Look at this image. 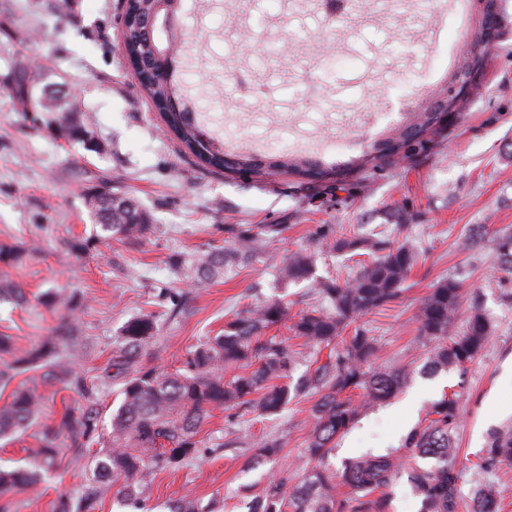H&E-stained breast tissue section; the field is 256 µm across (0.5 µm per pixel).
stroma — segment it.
Returning <instances> with one entry per match:
<instances>
[{"instance_id":"35a3bbf8","label":"stroma","mask_w":512,"mask_h":512,"mask_svg":"<svg viewBox=\"0 0 512 512\" xmlns=\"http://www.w3.org/2000/svg\"><path fill=\"white\" fill-rule=\"evenodd\" d=\"M124 0H0V85L19 55L58 64L49 80L67 88L79 114L91 115L86 143H68L48 128L52 113L31 122L0 88V245L21 251L0 277L19 284L27 304L0 306V333L19 348L39 344L61 321L79 338L75 371L86 389L44 388L35 423L0 442V460L13 463L38 447L42 424L64 409L94 408L99 433H107L121 400L123 381H100L124 324L153 313L158 337L145 364L176 368L187 352L219 332L243 308L281 300L289 317L321 306L314 284L353 279L362 259L330 251L324 236L348 235L367 225L379 239L416 253L401 298L360 319L378 342L379 367L414 368L406 390L360 415L339 437L329 457L333 471L368 450L400 448L411 425L444 392L462 393L459 466L463 494L483 479L498 483L501 512H512V465L484 472L478 455L491 433L512 429V272L497 263V244L512 237V0H499L507 30L490 58L481 85L457 122L435 135L430 150L383 168L353 174L343 187L306 184L279 172H218L199 167L167 135L157 112L139 99L132 71L119 49ZM450 13L425 0H356L352 14L333 22L315 0H209L183 18L189 65L184 79L207 115V128L224 138H244L266 154L318 152L336 137L372 140L370 113H386L379 128H393L413 85L435 68L446 47L439 35ZM342 57L335 75L318 81L327 56ZM245 74L259 92L242 95L232 79ZM131 194L151 214L148 243L98 239L86 198L102 182ZM229 224H276L252 256L222 277L187 287L174 261L190 263L210 246L234 249ZM485 234L465 246L475 225ZM313 260L312 279L285 282L290 255ZM464 290L454 324L462 331L473 310L491 322L485 351L464 369L423 375L425 349L418 340V305L446 279ZM60 292L67 306L43 304ZM318 398L311 392L280 414L258 417L214 410L201 436L203 458L157 473L145 493L149 512H167L170 500L190 496L214 512H247L264 470H247L255 442L279 438L282 451L267 469L294 476L307 446L305 422ZM54 469L40 490L0 497L5 512H57L71 508L96 484L88 460L92 446L59 441Z\"/></svg>"}]
</instances>
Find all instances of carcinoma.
Returning <instances> with one entry per match:
<instances>
[{"mask_svg":"<svg viewBox=\"0 0 512 512\" xmlns=\"http://www.w3.org/2000/svg\"><path fill=\"white\" fill-rule=\"evenodd\" d=\"M468 19L473 32L461 65L448 70L438 91L400 126L374 141L358 162L325 165L311 159L291 158L282 153L258 156L224 150V143L208 137L185 96L184 81L178 66L167 68L179 57L184 34L165 26L174 15L179 0H137L136 15L122 24L124 56L137 60L133 70L145 98L159 112L169 133L205 167L217 170H276L315 182L324 174L343 185L354 169L376 170L392 159L426 150L430 135L438 127L432 109L451 92L458 77L468 75L478 84L486 62L496 44L481 37L484 18L478 0H468ZM49 69L33 60L24 62L18 79L7 80L11 97L20 112H55L61 119L55 134L68 142H82L87 135L84 122L70 114L76 108L70 98L51 90ZM95 224L106 237L119 235L143 240L151 233L150 214L138 201L112 191L104 184L88 198ZM238 246L233 251L210 248L199 252L186 267V282L198 286L224 274L252 251L251 230L231 224ZM329 250L342 254L366 250L373 259L362 264L350 281L334 279L318 282V293L328 301L327 308H313L298 315L289 326L293 336L313 350L309 368L301 381L292 384V375L306 360L303 352L290 348L286 341L263 333L287 319V308L267 301L240 311L224 325V332L198 344L172 372L158 367H142V357L154 343L158 324L152 315L128 320L122 328L121 343L109 367L124 379L122 400L112 412L111 431L101 448L92 455L91 465L99 486L113 489V495L142 509L141 495L154 476L164 469H177L202 455V427L216 409H235L259 416L283 411L290 401L306 390L321 397L307 419V447L299 478L288 485V478L268 471L263 485L248 506V512H342L351 500L363 512H386L387 490L402 472H408L413 494L420 499V512H460L462 471L458 467L459 448L455 433L461 421L459 394H445L432 404L427 423L409 432L398 449L368 451L345 461L340 478L321 467L334 447L336 437L348 431L360 413L385 403L406 388L410 373L405 368L388 370L371 367L377 344L361 328L347 335L348 328L373 310L396 301L415 261V253L402 244L362 237L334 238ZM499 266L512 271V237L498 244ZM281 274L290 282L313 276L312 262L304 253L288 259ZM24 289L0 281V304H20ZM461 301V285L454 279L440 282L420 302L415 320L422 339L433 343L427 352L423 372L433 376L462 368L478 358L491 334L490 321L480 312L468 319L463 332L448 338ZM74 349L66 324L31 349L15 346L12 337L0 335V388H6L20 373L37 365L44 368L40 382L15 388L0 404V439L26 430L41 405L39 385L63 388L79 385L72 369ZM97 429V413L89 407L80 415L65 412L59 422L44 425L42 446L35 454L39 463L12 468L0 467V496L13 491H32L40 487L48 473V460L62 436L73 443L89 441ZM282 444L270 437L255 444L248 469L265 465L278 454ZM482 469L512 464V433H494L482 449ZM500 491L489 480L478 483L469 501L470 512H499ZM169 512H206L195 499L182 498L169 504Z\"/></svg>","mask_w":512,"mask_h":512,"instance_id":"carcinoma-1","label":"carcinoma"}]
</instances>
